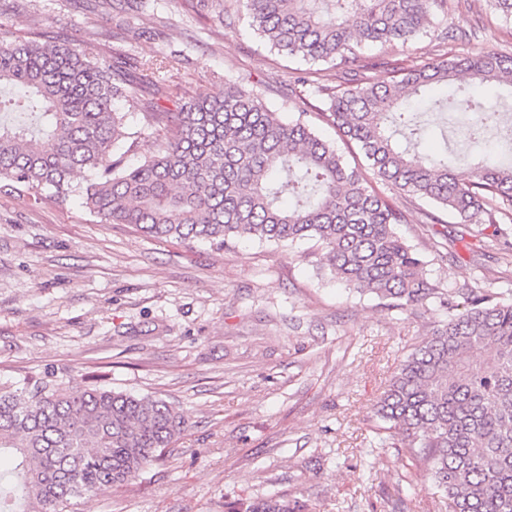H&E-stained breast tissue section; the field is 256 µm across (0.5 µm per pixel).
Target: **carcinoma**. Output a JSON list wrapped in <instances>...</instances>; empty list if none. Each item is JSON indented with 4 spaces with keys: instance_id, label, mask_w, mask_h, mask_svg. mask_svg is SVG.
I'll list each match as a JSON object with an SVG mask.
<instances>
[{
    "instance_id": "1",
    "label": "carcinoma",
    "mask_w": 512,
    "mask_h": 512,
    "mask_svg": "<svg viewBox=\"0 0 512 512\" xmlns=\"http://www.w3.org/2000/svg\"><path fill=\"white\" fill-rule=\"evenodd\" d=\"M257 33L272 49L307 63H345L362 43H408L448 0H246ZM385 69L378 81L327 93L326 118L355 142L373 175L412 196L499 232L512 211V147L487 164L479 151L448 158L396 139L425 129L402 110L410 98L450 87L466 114L475 84L512 93V56L482 49L458 60ZM295 92L298 118L283 122L252 90L230 84L212 102L176 112L157 106L158 149L135 167L113 158L129 137L113 101L138 107L137 88L92 56L84 41L10 33L0 39V89L26 98L0 120V192L23 185L57 204L82 195L90 214L160 240L207 241L218 248L249 238L315 242L324 267L349 289L392 309L448 308L402 360L376 405L382 441L404 448L429 471L456 512H512V302L488 288L443 292L425 276L420 253L394 231L403 211L369 190L305 120L308 80ZM498 113L469 128L481 143ZM293 198L284 202V191ZM463 302H456V298ZM169 402L100 388L70 390L55 376L0 384V455L15 466L0 480V512H77L81 499L121 485L162 459L186 431ZM226 512H301L296 500L231 501Z\"/></svg>"
}]
</instances>
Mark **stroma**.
<instances>
[{
	"instance_id": "obj_1",
	"label": "stroma",
	"mask_w": 512,
	"mask_h": 512,
	"mask_svg": "<svg viewBox=\"0 0 512 512\" xmlns=\"http://www.w3.org/2000/svg\"><path fill=\"white\" fill-rule=\"evenodd\" d=\"M1 22L21 35H81L95 57L130 70L178 56L180 97H218L235 83L289 120L299 70L321 85L341 82V69L271 51L242 0H224L220 23L185 0H143L105 21L85 0H0ZM448 22L476 38L438 42ZM434 23L404 46L356 48L359 63L407 68L478 48L512 55V21L484 0ZM115 108L135 134L118 153L137 164L160 135L145 112L122 100ZM368 186L404 211L396 231L431 283L512 299L501 261L512 235L482 247L489 231L475 219L438 256L427 218L455 230L458 216L376 179ZM447 317L436 303L390 310L344 288L309 241L218 249L158 240L100 223L76 194L59 205L25 187L0 192V383L51 373L73 389L157 396L188 424L160 462L79 512H224L229 501L282 495L303 512H430L443 492L405 449L380 447L373 408L400 361Z\"/></svg>"
}]
</instances>
